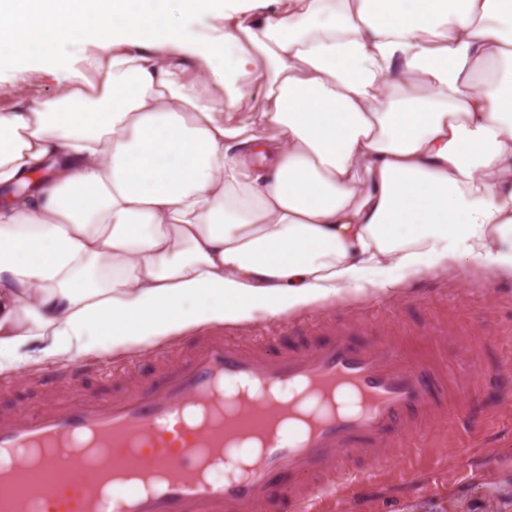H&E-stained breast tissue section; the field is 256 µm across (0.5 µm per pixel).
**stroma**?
I'll list each match as a JSON object with an SVG mask.
<instances>
[{"mask_svg":"<svg viewBox=\"0 0 512 512\" xmlns=\"http://www.w3.org/2000/svg\"><path fill=\"white\" fill-rule=\"evenodd\" d=\"M59 62L51 59L23 64L19 69L0 73V112L13 111L56 97L63 82L58 78ZM317 313L339 327H354L358 342L386 338L406 341L433 336L448 361L464 362L468 375L467 406L476 407L492 400L512 396V281H487L481 271L469 268L442 275L429 273L395 297H344L318 305ZM307 311L276 318L221 325L220 330L236 336L264 333L275 337L278 348L301 346L315 328ZM139 362L142 372L150 373L155 362L135 349L120 356H102L94 363L100 378H87L86 393H112V374L130 362ZM36 373L26 370L0 375V406L24 410L38 405L40 397L31 381ZM512 410L501 409L490 424L501 432L502 440L484 448L475 441H459L447 415L431 425L433 434L418 456L400 458L396 469L375 480L371 496L344 497L346 512H512ZM472 468L476 476L470 485L454 487L443 498H420L408 491L403 478L422 483L428 478L431 460Z\"/></svg>","mask_w":512,"mask_h":512,"instance_id":"stroma-1","label":"stroma"}]
</instances>
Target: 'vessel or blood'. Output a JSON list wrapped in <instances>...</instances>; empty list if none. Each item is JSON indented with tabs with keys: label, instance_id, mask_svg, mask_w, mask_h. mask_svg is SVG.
<instances>
[{
	"label": "vessel or blood",
	"instance_id": "b4317fda",
	"mask_svg": "<svg viewBox=\"0 0 512 512\" xmlns=\"http://www.w3.org/2000/svg\"><path fill=\"white\" fill-rule=\"evenodd\" d=\"M161 381L123 369L116 394L64 398L70 376L35 382L43 405L0 412V512H261L284 495L296 512H336L338 491L369 490L377 472L420 453L437 409L439 382L461 375L394 339L359 345L345 329L326 342L283 352L221 333L198 337L160 362ZM448 415L471 436L481 415ZM260 435L258 460L242 476L210 479L232 441ZM88 439L109 456L97 467L60 451ZM113 494L102 504L99 491Z\"/></svg>",
	"mask_w": 512,
	"mask_h": 512
}]
</instances>
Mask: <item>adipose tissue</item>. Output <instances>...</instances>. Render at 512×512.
Listing matches in <instances>:
<instances>
[{
  "label": "adipose tissue",
  "instance_id": "obj_1",
  "mask_svg": "<svg viewBox=\"0 0 512 512\" xmlns=\"http://www.w3.org/2000/svg\"><path fill=\"white\" fill-rule=\"evenodd\" d=\"M54 2L0 0V70L66 83L0 112V190L49 169L0 207V374L512 280V0Z\"/></svg>",
  "mask_w": 512,
  "mask_h": 512
}]
</instances>
